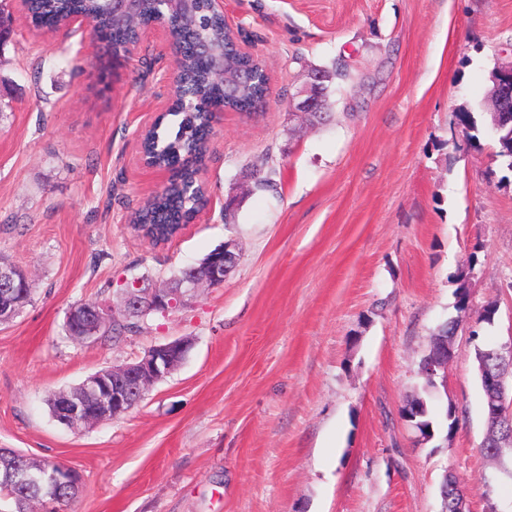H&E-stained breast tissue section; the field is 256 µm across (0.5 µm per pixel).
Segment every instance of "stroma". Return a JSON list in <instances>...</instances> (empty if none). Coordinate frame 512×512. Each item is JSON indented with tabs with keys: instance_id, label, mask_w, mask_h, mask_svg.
<instances>
[{
	"instance_id": "1",
	"label": "stroma",
	"mask_w": 512,
	"mask_h": 512,
	"mask_svg": "<svg viewBox=\"0 0 512 512\" xmlns=\"http://www.w3.org/2000/svg\"><path fill=\"white\" fill-rule=\"evenodd\" d=\"M0 12V261L32 292L0 324V448L76 469L74 512H442L450 467L468 512H512V475L480 448L474 367L476 347L512 339V168L484 104L512 60V0H224L267 105L219 116L209 203L160 245L129 216L163 181L138 134L175 89L170 37L146 33L116 63L91 30L36 35L16 0ZM313 67L337 76L331 120L310 127L289 101ZM230 239L237 266L191 308L67 339L76 303L121 306L135 275L160 283ZM455 318L454 357L426 379ZM182 337L183 363L128 413L85 431L51 418L52 393ZM416 397L428 441L403 416Z\"/></svg>"
}]
</instances>
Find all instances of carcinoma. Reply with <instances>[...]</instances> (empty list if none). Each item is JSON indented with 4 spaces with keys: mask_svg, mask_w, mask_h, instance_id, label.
Here are the masks:
<instances>
[{
    "mask_svg": "<svg viewBox=\"0 0 512 512\" xmlns=\"http://www.w3.org/2000/svg\"><path fill=\"white\" fill-rule=\"evenodd\" d=\"M159 10L158 0H139L137 19L131 26L116 20L102 0H28L26 4L27 18L43 33L55 32L72 14L88 16L102 40L116 51L135 37V28L153 22ZM170 35L180 50L175 99L169 109V115L178 118V128L173 134L160 131L158 126L153 128L143 140L142 149L153 164L178 171V178L133 216V226L145 231L155 244L173 237L200 207L202 191L197 174L205 166L211 134L207 107L222 100L230 110L250 112L265 102L268 83L262 65L240 53L235 38L226 29L224 17L201 12L197 2L171 22ZM202 46L237 59L245 77L233 84L215 80L213 58L200 51ZM493 132L500 146L498 156L509 159L512 167V112L497 115ZM475 360L488 373L509 368V361L499 356L497 347L476 348ZM404 412L419 432L433 436L427 404L422 398H415ZM482 448L486 457L512 474V469L506 467L507 456H512L511 442L488 438ZM57 469L58 461L50 458L30 461L12 451L0 455L1 476L9 471H43V477L24 485L0 482V499L10 503L12 512H30L31 504L47 501L51 502V512H65L75 500L78 488L58 485L53 495L47 496L46 477Z\"/></svg>",
    "mask_w": 512,
    "mask_h": 512,
    "instance_id": "carcinoma-1",
    "label": "carcinoma"
}]
</instances>
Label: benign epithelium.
I'll list each match as a JSON object with an SVG mask.
<instances>
[{"instance_id": "1", "label": "benign epithelium", "mask_w": 512, "mask_h": 512, "mask_svg": "<svg viewBox=\"0 0 512 512\" xmlns=\"http://www.w3.org/2000/svg\"><path fill=\"white\" fill-rule=\"evenodd\" d=\"M186 2L187 0H160L158 19L147 26V29L159 27L165 32L168 31L167 17L180 12ZM325 81L324 73L311 71L309 81L292 97L294 109L307 116L326 111ZM492 83V112H512V60L495 68ZM237 260L235 244L226 242L216 249L201 274L192 266L187 268L186 274L176 275L162 286L149 288L143 287V281L138 280L134 287L127 289L121 310L117 311L107 303L95 302L72 307L67 320L84 324L82 339L90 341L95 339V334L102 327L119 318L121 314L128 319L143 317L151 312L167 316L192 306L204 289L223 285L225 277ZM191 346L192 342L188 338L154 345L133 362L104 368L87 376L82 387L95 406L89 407L83 399L63 403L59 415L66 427L89 429L101 422L102 414H110L116 418L128 412L143 399L152 385L168 376L183 362V355ZM452 353L451 344L446 340L441 341L433 353V361L423 367L425 374L434 376L444 369L442 361ZM486 386L491 392L489 417L498 420L505 416L506 410L512 404V373L489 374L486 376ZM452 487L459 491L456 512H465L467 489L462 479L450 467L445 474L442 492L446 494Z\"/></svg>"}]
</instances>
